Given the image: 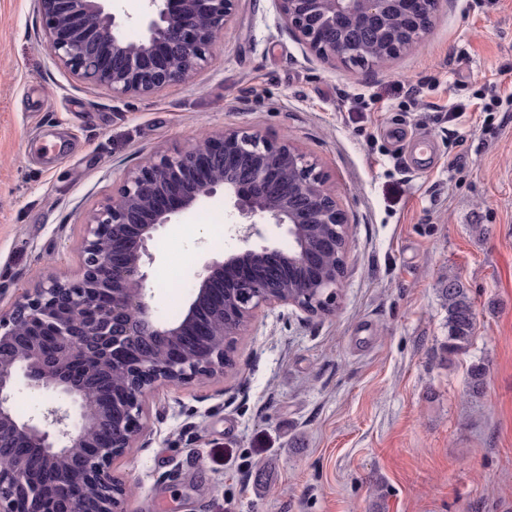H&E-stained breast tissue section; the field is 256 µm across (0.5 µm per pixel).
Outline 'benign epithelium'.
<instances>
[{
	"label": "benign epithelium",
	"mask_w": 512,
	"mask_h": 512,
	"mask_svg": "<svg viewBox=\"0 0 512 512\" xmlns=\"http://www.w3.org/2000/svg\"><path fill=\"white\" fill-rule=\"evenodd\" d=\"M109 0H39L53 59L115 97L183 81L208 62L215 33L226 29L235 0H148L144 34L132 47L126 20ZM299 41L319 58L371 63L370 42L394 57L426 33L441 0H278ZM294 173L279 177V166ZM224 192L246 222L242 247L197 275L182 318L160 320L147 301L148 243L173 216ZM285 229L292 248L258 245L254 217ZM347 215L322 172L290 140L226 130L202 147L152 157L129 173L118 196L88 219L84 272L76 283L52 279L0 317V448L13 464L0 472V512H125L129 490L112 461L144 431L143 399L161 386L224 375V289L252 322L262 308L293 306L309 315L336 306L339 273L313 287L277 294L254 262L303 264L318 271L326 239L308 248L303 225L345 224ZM108 242L103 247L102 242ZM121 383L91 390L97 369ZM58 397L40 417L18 418L19 379Z\"/></svg>",
	"instance_id": "obj_1"
}]
</instances>
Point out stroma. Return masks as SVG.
I'll return each mask as SVG.
<instances>
[{
	"mask_svg": "<svg viewBox=\"0 0 512 512\" xmlns=\"http://www.w3.org/2000/svg\"><path fill=\"white\" fill-rule=\"evenodd\" d=\"M494 88L512 92V0H444L415 48L372 68L316 57L276 0H236L206 66L124 97L53 61L38 0H0V315L82 277L88 217L128 172L227 129L293 141L349 222L334 310L262 309L226 376L146 395L145 430L112 463L127 512H512V119L475 109ZM452 103L469 107L453 122ZM419 137L435 153L417 156ZM176 221L212 230L168 225L150 245L146 293L170 320L240 245L223 194ZM171 268L181 288L164 287ZM450 273L476 315L454 356Z\"/></svg>",
	"mask_w": 512,
	"mask_h": 512,
	"instance_id": "1",
	"label": "stroma"
}]
</instances>
